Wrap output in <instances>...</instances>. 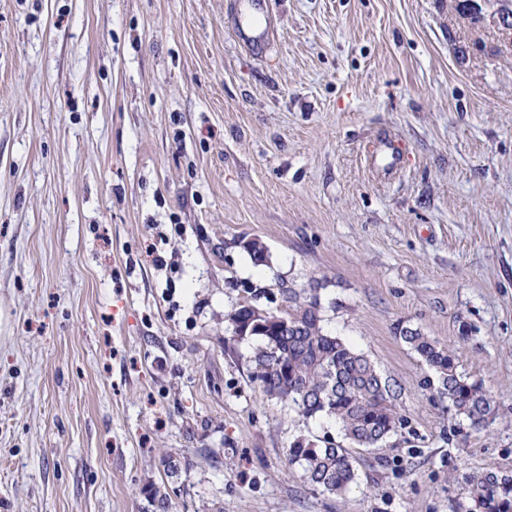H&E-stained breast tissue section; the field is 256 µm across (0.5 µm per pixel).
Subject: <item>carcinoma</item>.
I'll list each match as a JSON object with an SVG mask.
<instances>
[{
  "label": "carcinoma",
  "instance_id": "obj_1",
  "mask_svg": "<svg viewBox=\"0 0 512 512\" xmlns=\"http://www.w3.org/2000/svg\"><path fill=\"white\" fill-rule=\"evenodd\" d=\"M470 0H450L449 8L473 29L484 26L483 11ZM243 248L257 262L267 259L265 244L253 238ZM288 308L268 313L263 322L250 319V305L227 315L231 339L259 336L262 345L252 355L256 376L266 393L290 402L305 417L326 415L339 425L345 439L357 447L373 448L398 434L403 417L393 404V389L375 364L323 326L320 298L292 288L284 290ZM288 320L283 332L279 319ZM422 361L434 372L439 393L448 398L454 415L480 425L494 412L482 384L459 374L454 353L418 330L402 333ZM288 464L301 466L312 486L340 494L354 481L355 472L346 449L299 438L288 449ZM472 506L466 512H512V478L477 473L469 479Z\"/></svg>",
  "mask_w": 512,
  "mask_h": 512
}]
</instances>
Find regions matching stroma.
<instances>
[{
	"label": "stroma",
	"mask_w": 512,
	"mask_h": 512,
	"mask_svg": "<svg viewBox=\"0 0 512 512\" xmlns=\"http://www.w3.org/2000/svg\"><path fill=\"white\" fill-rule=\"evenodd\" d=\"M480 2L475 32L448 0H265L257 55L250 0H0V512H154L152 485L170 512H457L469 475L512 476V36ZM288 288L391 384L386 447L226 340ZM407 328L482 383L484 426ZM300 437L346 446L344 495L288 463ZM368 154L373 166L384 174L392 172L400 165V156L393 149L389 135H383L378 141L370 145ZM401 337L434 372L439 393L448 398L456 417H466L475 425L487 422L494 412L490 395L481 383L458 373L455 355L448 347L417 329L406 330Z\"/></svg>",
	"instance_id": "obj_1"
}]
</instances>
